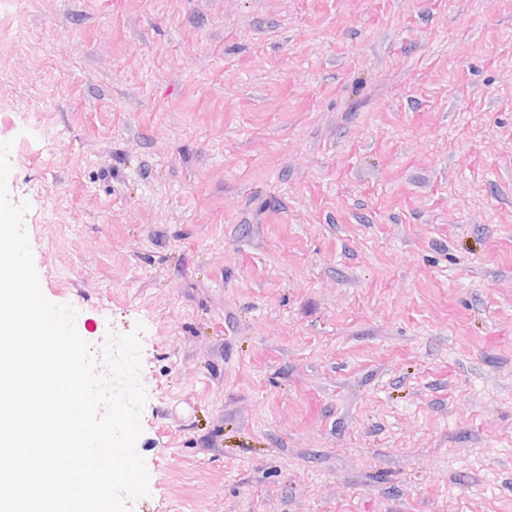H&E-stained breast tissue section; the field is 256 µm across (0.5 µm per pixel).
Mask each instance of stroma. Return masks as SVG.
<instances>
[{"instance_id":"stroma-1","label":"stroma","mask_w":512,"mask_h":512,"mask_svg":"<svg viewBox=\"0 0 512 512\" xmlns=\"http://www.w3.org/2000/svg\"><path fill=\"white\" fill-rule=\"evenodd\" d=\"M8 140L139 512H512V0H28Z\"/></svg>"}]
</instances>
